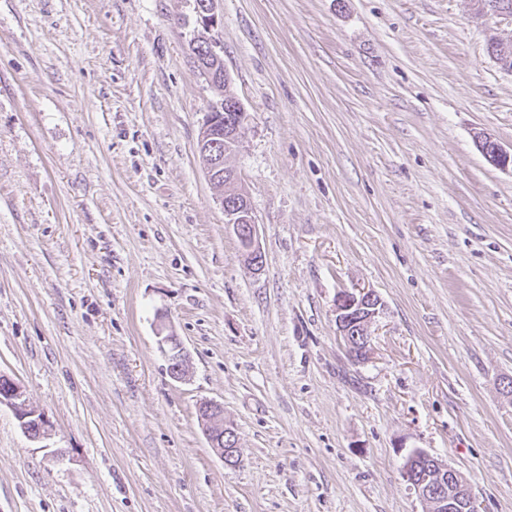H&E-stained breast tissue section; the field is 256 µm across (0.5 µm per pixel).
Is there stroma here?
<instances>
[{"mask_svg": "<svg viewBox=\"0 0 512 512\" xmlns=\"http://www.w3.org/2000/svg\"><path fill=\"white\" fill-rule=\"evenodd\" d=\"M216 10L258 271L197 151L194 0H0V375L53 425L30 440L0 405V512H428L416 449L512 512V172L478 143L512 151L487 51L512 24L472 0ZM363 289L356 362L336 296ZM479 147L492 164L502 169L510 166L512 170V152L508 153L503 150L498 142L491 138H484L479 141ZM381 302L371 291L341 292L336 296V325L350 356L360 362L369 358L373 334L371 324ZM166 329V325L161 324V328L158 330L160 335V347L162 351L167 355L170 365L175 367V372L172 374V376L175 379L182 380L183 366L186 362V354H184L183 347L177 336H174L173 333H167L163 335ZM200 409V412H199ZM210 447L224 461L233 464L237 461V439L234 429L224 422V407L217 402L200 403L198 415Z\"/></svg>", "mask_w": 512, "mask_h": 512, "instance_id": "stroma-1", "label": "stroma"}]
</instances>
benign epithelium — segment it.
I'll use <instances>...</instances> for the list:
<instances>
[{
    "label": "benign epithelium",
    "instance_id": "benign-epithelium-1",
    "mask_svg": "<svg viewBox=\"0 0 512 512\" xmlns=\"http://www.w3.org/2000/svg\"><path fill=\"white\" fill-rule=\"evenodd\" d=\"M215 0H197L195 12L197 21L205 31L218 25V16L214 11ZM475 13L486 21L509 18L512 20V8L502 0H474ZM247 113L237 99L220 101L208 114L205 125L197 141V149L208 156L210 168L225 166L224 159L228 150L238 144ZM224 148L218 149L219 142ZM479 147L485 157L494 165L506 169L512 167V152L508 153L498 142L491 138L479 141ZM224 209L226 224L233 233L255 268L263 264L262 251L258 242V222L249 205V195L244 192L241 198L227 202L219 197ZM381 302L371 291L341 292L336 296V325L350 356L360 362L369 358L372 351L373 334L371 324L379 313ZM160 347L167 355L169 363L175 367L173 377H183L186 354L180 340L166 332L161 325ZM6 382L0 391V405L12 407L24 433L38 441L49 435L52 424L44 413L29 407L24 394L14 380L1 377ZM202 423L210 447L226 464L236 462L237 439L234 429L224 422V407L217 402H204L199 405ZM403 475L409 486L430 506V512H478L477 499L471 488L460 482L458 472L442 460L422 451H413L406 459Z\"/></svg>",
    "mask_w": 512,
    "mask_h": 512
}]
</instances>
